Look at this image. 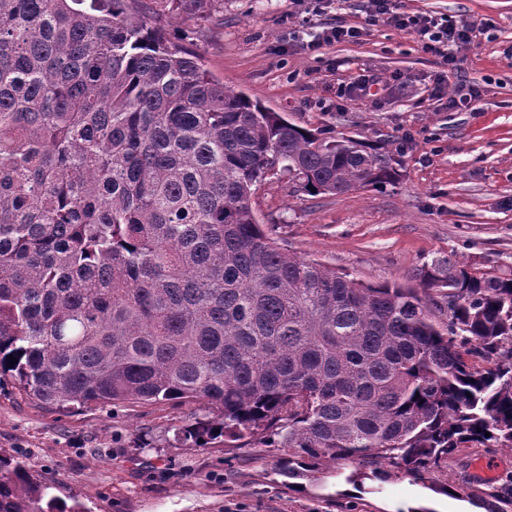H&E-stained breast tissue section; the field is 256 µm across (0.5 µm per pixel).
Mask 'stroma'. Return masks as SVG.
<instances>
[{
  "label": "stroma",
  "mask_w": 512,
  "mask_h": 512,
  "mask_svg": "<svg viewBox=\"0 0 512 512\" xmlns=\"http://www.w3.org/2000/svg\"><path fill=\"white\" fill-rule=\"evenodd\" d=\"M406 11L464 18L475 35L455 70L417 39L372 18L365 0H330L320 22L361 29L316 51L288 43L313 0H209L203 13L164 12L129 0L131 13L202 55L226 88L258 99L293 124L335 137L396 145L394 183L343 195L298 191L280 172L259 183L261 223L293 255L365 283L416 286L435 257L512 277V0H403ZM376 73L377 95L350 101L336 88ZM447 73L446 97L430 96ZM476 89V111L448 100ZM207 404L116 403L64 414L33 406L0 381V455L14 458L54 495L83 512H473V496L512 473V450L464 448L421 482L346 480L328 464L306 488L289 486L271 448L215 442L196 448L182 431L209 417ZM496 471L484 478L477 462ZM448 494H441V487Z\"/></svg>",
  "instance_id": "stroma-1"
}]
</instances>
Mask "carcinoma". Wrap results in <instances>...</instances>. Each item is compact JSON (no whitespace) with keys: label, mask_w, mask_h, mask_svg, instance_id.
I'll use <instances>...</instances> for the list:
<instances>
[{"label":"carcinoma","mask_w":512,"mask_h":512,"mask_svg":"<svg viewBox=\"0 0 512 512\" xmlns=\"http://www.w3.org/2000/svg\"><path fill=\"white\" fill-rule=\"evenodd\" d=\"M393 162L225 88L127 0H0V378L56 411L204 400L185 439L279 448L290 479L512 449V277L436 257L417 289L365 285L289 253L252 204L278 168L342 195ZM50 489L0 457V512H81Z\"/></svg>","instance_id":"cac0c4a2"}]
</instances>
